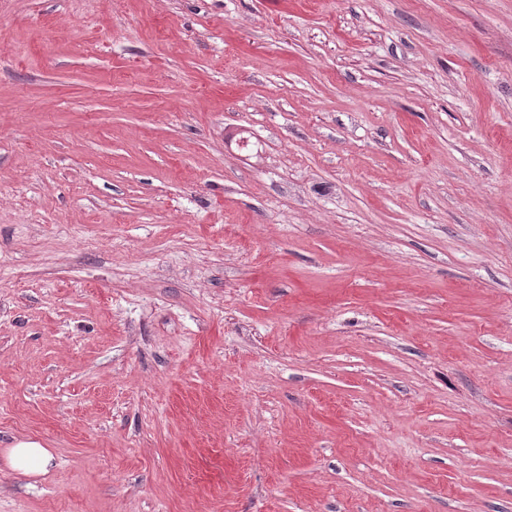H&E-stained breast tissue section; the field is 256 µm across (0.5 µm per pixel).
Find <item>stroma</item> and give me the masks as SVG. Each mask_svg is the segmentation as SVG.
I'll return each mask as SVG.
<instances>
[{"label":"stroma","instance_id":"1","mask_svg":"<svg viewBox=\"0 0 512 512\" xmlns=\"http://www.w3.org/2000/svg\"><path fill=\"white\" fill-rule=\"evenodd\" d=\"M0 512H512V0H0ZM11 467L23 474L46 473L52 465L53 455L36 441H23L8 449Z\"/></svg>","mask_w":512,"mask_h":512}]
</instances>
